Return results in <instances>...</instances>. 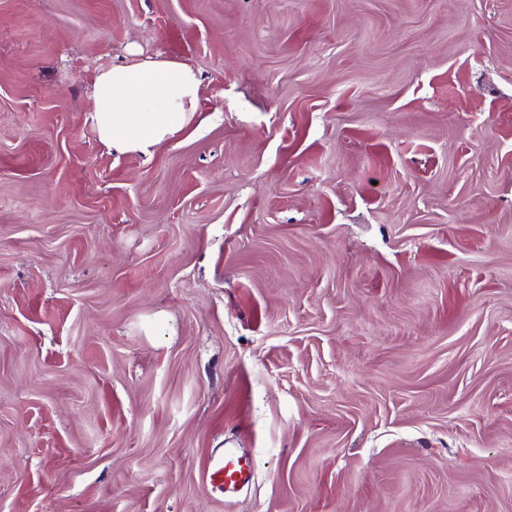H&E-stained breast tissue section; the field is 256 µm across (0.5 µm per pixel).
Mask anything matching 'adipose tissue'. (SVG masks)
<instances>
[{
    "label": "adipose tissue",
    "mask_w": 512,
    "mask_h": 512,
    "mask_svg": "<svg viewBox=\"0 0 512 512\" xmlns=\"http://www.w3.org/2000/svg\"><path fill=\"white\" fill-rule=\"evenodd\" d=\"M92 98L100 141L112 152L149 159L157 146L191 125L200 80L186 63L147 56L99 70Z\"/></svg>",
    "instance_id": "1"
}]
</instances>
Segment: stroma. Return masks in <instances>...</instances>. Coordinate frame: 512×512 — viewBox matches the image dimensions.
<instances>
[{"label":"stroma","instance_id":"obj_1","mask_svg":"<svg viewBox=\"0 0 512 512\" xmlns=\"http://www.w3.org/2000/svg\"><path fill=\"white\" fill-rule=\"evenodd\" d=\"M0 512H512V0H0ZM92 98L100 141L117 154L149 160L157 146L191 125L199 112L200 80L186 63L146 56L99 70ZM253 468L248 457L237 448L213 453L205 466L204 476L211 491L230 498L252 481Z\"/></svg>","mask_w":512,"mask_h":512}]
</instances>
